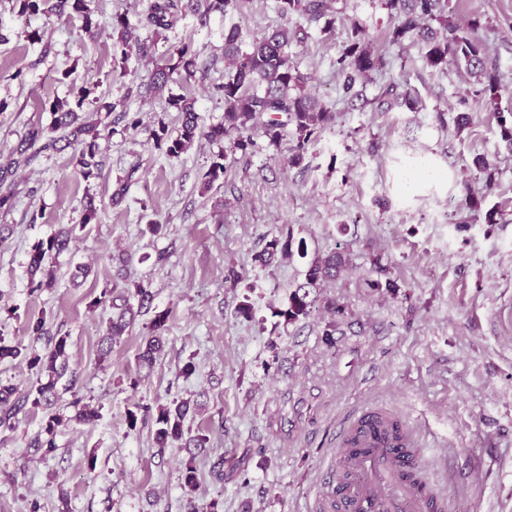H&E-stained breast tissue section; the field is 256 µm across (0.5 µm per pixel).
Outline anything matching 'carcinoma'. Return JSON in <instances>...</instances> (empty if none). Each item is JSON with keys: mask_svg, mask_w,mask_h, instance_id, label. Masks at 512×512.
Returning a JSON list of instances; mask_svg holds the SVG:
<instances>
[{"mask_svg": "<svg viewBox=\"0 0 512 512\" xmlns=\"http://www.w3.org/2000/svg\"><path fill=\"white\" fill-rule=\"evenodd\" d=\"M242 0H147L145 10L133 25L124 14L112 18V29L118 32L112 44L113 63L122 68L132 53L143 57L155 54L157 43H148L136 35L138 28L153 31L159 37L172 28L174 22L190 12L203 22L212 15L227 16L240 10ZM382 6L394 20L390 42L403 45L409 40L422 46L424 63L435 69H442L452 62L475 78L480 85L477 102L484 109L499 115L501 135L512 144V107L501 105L498 77L489 65L485 44L457 23L449 14L448 0H381ZM18 13L28 16L76 15L83 21L85 32L98 29L94 22L89 0H15ZM277 11L283 19L296 17L309 22L322 23L323 30L334 27L335 16L332 0H277ZM299 29L286 26L276 27L259 36L246 37L240 25L234 24L224 30V59L228 68L224 82L216 89L224 98V117L206 126L201 123L195 110L194 101L184 96L167 97V108L180 115V127L171 131L162 120L148 129L147 141L165 151L166 155L178 158L194 143L205 138L212 142L230 140L232 148L243 153L255 147L254 134L263 137L267 144L279 147L291 139V155L288 163L300 164L304 159L306 146L317 138L336 120V113L320 99L313 97L306 89L307 77L288 54V46L301 40ZM200 52L193 41H184L168 47L149 77L146 90L162 92L177 74L189 82L200 72ZM341 88L350 95L357 81L371 72L385 66V57L374 50L365 31L353 25L348 46L339 60ZM95 87L81 85L73 87L71 97L54 98L49 105L52 121L49 127L31 126L0 163V210L9 211L14 206L15 191L12 176L22 162H30L43 150L52 148L65 151L74 146L73 161L86 180L99 176V140L103 138L101 119L96 112L86 107L98 103L94 96ZM384 111L394 107L416 109L418 99L411 92L399 91V85L387 86L378 97ZM226 154L219 151L214 155L208 170L203 175L201 193L209 192L214 184L224 179ZM99 212L94 196L88 194L82 203L81 225L94 224ZM74 228L62 227L34 244L27 264V275L31 292L51 288L55 284L54 260L67 251L73 239ZM303 243H295L293 230L284 224L278 234L271 237L256 261L263 265L277 254L289 257L293 250H302ZM342 265V257L333 253L325 258H315L309 265L305 281L295 285L285 308L273 309L272 315L293 323L308 317L314 300L310 289L321 282L336 277ZM112 304V317L107 322L105 336L100 340L99 361L104 362L112 352V344L123 336L136 317L152 309V292L140 283L117 290V284L107 282L91 305L106 302ZM169 311L154 312L149 323V334L145 347L138 354L139 365L151 368L162 350V336L168 329ZM52 348L42 354L34 349L0 344V361L20 359L35 371L39 385L36 390L18 392L10 384L0 383V427L12 429L19 413L25 408L50 409L58 402L56 386L69 369L68 336L51 338ZM188 400L173 401L158 407L154 419V440L158 448L165 449L178 444L182 448L206 450L208 436L199 432L186 435L185 419L190 413ZM63 423V415L55 413L48 417L32 447L48 455L55 451L56 428Z\"/></svg>", "mask_w": 512, "mask_h": 512, "instance_id": "1", "label": "carcinoma"}]
</instances>
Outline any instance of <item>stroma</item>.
<instances>
[{"label":"stroma","mask_w":512,"mask_h":512,"mask_svg":"<svg viewBox=\"0 0 512 512\" xmlns=\"http://www.w3.org/2000/svg\"><path fill=\"white\" fill-rule=\"evenodd\" d=\"M146 0H92L99 23L86 33L79 18L18 16L0 0V157L33 125L49 126L45 101L67 96L63 70L95 85L102 101L124 100L143 126L119 114L103 117L112 134L100 143V178L84 180L71 151L46 150L14 176L15 205L0 212L14 225L0 242V340L46 351L48 337L68 335L70 376L58 384V410L98 412L87 425L59 426L48 456L29 442L46 410L26 411L15 429L0 427V512H315L336 479V439L362 410L407 420L422 442L427 475L449 512H512V146L497 113L482 109L477 85L456 67H426L419 45H389L393 21L379 0H346L333 30L308 25L288 52L308 74V91L336 112L300 165L287 147L258 139L252 153L228 154L220 188L200 184L218 144L196 143L180 157L148 144L146 127L179 125L165 95L127 97L145 83L151 57H131L114 70L112 16L137 21ZM460 23L479 19L478 35L496 66L502 103L512 106V0H449ZM240 24L253 35L282 25L276 0H246L241 12L207 22L180 17L159 50L192 38L206 69L168 93L194 98L204 124L221 121L224 30ZM363 27L386 67L361 80L360 97L344 94L338 60L352 26ZM42 41H31L32 31ZM391 82L418 95L416 109L381 111L377 97ZM485 156L489 172L472 166ZM128 179L122 203L112 193ZM482 195L466 210V189ZM94 194L97 223L85 226L56 260V284L33 292L26 274L35 242L80 221L81 200ZM494 220H487V213ZM162 230L150 235L146 226ZM304 240L306 256L255 260L281 225ZM342 252L336 280L312 296L309 318L287 324L272 310L304 280L310 260ZM130 258L128 279L169 310L165 346L138 378L137 356L149 316L99 361L112 315L92 306L116 278V256ZM391 287L376 288L374 261ZM93 274L81 286L78 266ZM242 273L227 281L229 270ZM255 313L235 314L242 299ZM342 314H334V307ZM44 318L47 338L28 324ZM332 338H324L326 328ZM194 362L185 376L181 368ZM138 386H131V379ZM201 403L186 420L210 438L196 458L195 490L184 486L183 448L158 451L152 421L129 429L128 409L175 400ZM224 462V477L211 467Z\"/></svg>","instance_id":"stroma-1"}]
</instances>
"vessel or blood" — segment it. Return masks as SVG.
Returning a JSON list of instances; mask_svg holds the SVG:
<instances>
[{"mask_svg":"<svg viewBox=\"0 0 512 512\" xmlns=\"http://www.w3.org/2000/svg\"><path fill=\"white\" fill-rule=\"evenodd\" d=\"M423 456L414 430L369 410L341 431L336 483L320 494L329 512H429L443 502L421 490Z\"/></svg>","mask_w":512,"mask_h":512,"instance_id":"b4317fda","label":"vessel or blood"}]
</instances>
